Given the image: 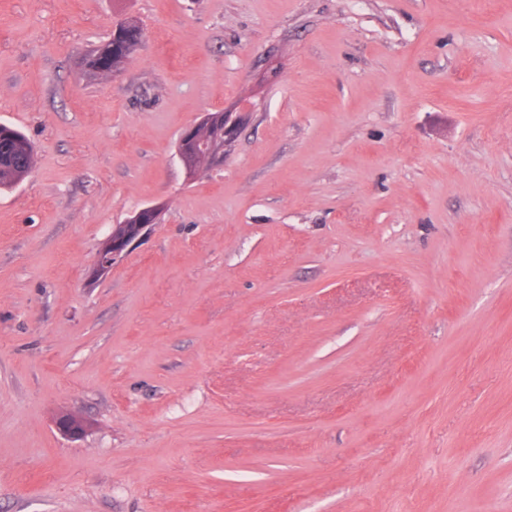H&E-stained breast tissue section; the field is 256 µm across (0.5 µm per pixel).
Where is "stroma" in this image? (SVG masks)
<instances>
[{"label":"stroma","mask_w":512,"mask_h":512,"mask_svg":"<svg viewBox=\"0 0 512 512\" xmlns=\"http://www.w3.org/2000/svg\"><path fill=\"white\" fill-rule=\"evenodd\" d=\"M0 123V512H512V0H0ZM96 51V56L90 58V68L93 70L91 75L98 77L100 75H109L112 70H119L125 61L130 57V52L125 48L121 35L118 33L99 46L89 50V57L91 53ZM242 119L241 113H236L233 116V112H208L204 117L193 126L185 129L179 137L177 153L178 156L188 173L194 170V162L196 156H200V150L205 149L206 140L202 139L198 134V128L205 124L207 127L214 128L217 135H214L209 144L211 149L215 144H223L221 149L227 146L229 142V131L231 127H237L240 120ZM34 150L19 130L0 124V189H9L32 170ZM159 215V208L148 206L131 215L123 224H116L111 236L97 256V273L105 275L110 272L112 265L128 251L130 245L158 223Z\"/></svg>","instance_id":"obj_1"}]
</instances>
